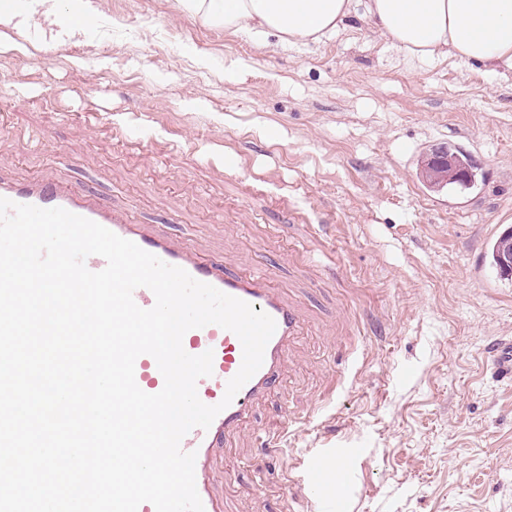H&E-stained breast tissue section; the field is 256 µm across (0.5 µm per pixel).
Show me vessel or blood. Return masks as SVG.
Masks as SVG:
<instances>
[{"mask_svg":"<svg viewBox=\"0 0 512 512\" xmlns=\"http://www.w3.org/2000/svg\"><path fill=\"white\" fill-rule=\"evenodd\" d=\"M0 197L41 208L61 207L92 220L167 264L184 269L196 280L243 300L251 304L254 311L265 312L274 319L276 330L266 345L261 368L227 405L222 402L227 383L237 374L243 361L239 338L215 324L189 330L183 337L182 344L187 353L199 355L208 350L213 353V373L198 380L197 394L203 403H220L224 409L208 429L189 431L180 447L182 451L196 455L195 481L204 512H220L212 492L210 454L213 449L221 447L229 435L243 428L254 403L280 383L289 361L290 344L304 329L300 309L286 302L263 273L227 269L187 243L173 240L160 226L134 223L126 212L106 206L95 195L79 187L49 178L19 183L0 176ZM135 381L142 391L149 394L163 389L164 377L151 355L137 358Z\"/></svg>","mask_w":512,"mask_h":512,"instance_id":"1","label":"vessel or blood"}]
</instances>
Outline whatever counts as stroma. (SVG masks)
Instances as JSON below:
<instances>
[{
	"label": "stroma",
	"mask_w": 512,
	"mask_h": 512,
	"mask_svg": "<svg viewBox=\"0 0 512 512\" xmlns=\"http://www.w3.org/2000/svg\"><path fill=\"white\" fill-rule=\"evenodd\" d=\"M448 145L470 188L423 177ZM0 165L263 270L301 309L280 384L212 455L223 512H322L304 486L350 448L342 512H512V377L489 354L512 285L485 262L512 225V75L409 63L359 12L259 48L176 0H102L73 42L0 45Z\"/></svg>",
	"instance_id": "35a3bbf8"
}]
</instances>
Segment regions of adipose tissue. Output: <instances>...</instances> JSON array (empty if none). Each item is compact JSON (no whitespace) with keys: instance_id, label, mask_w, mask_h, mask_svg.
<instances>
[{"instance_id":"obj_1","label":"adipose tissue","mask_w":512,"mask_h":512,"mask_svg":"<svg viewBox=\"0 0 512 512\" xmlns=\"http://www.w3.org/2000/svg\"><path fill=\"white\" fill-rule=\"evenodd\" d=\"M178 7L260 48L273 40L289 47L320 43L360 7L410 61L449 56L464 67L512 74V0H178ZM57 11L58 0H30L27 13L0 12V41L25 48L27 31Z\"/></svg>"}]
</instances>
